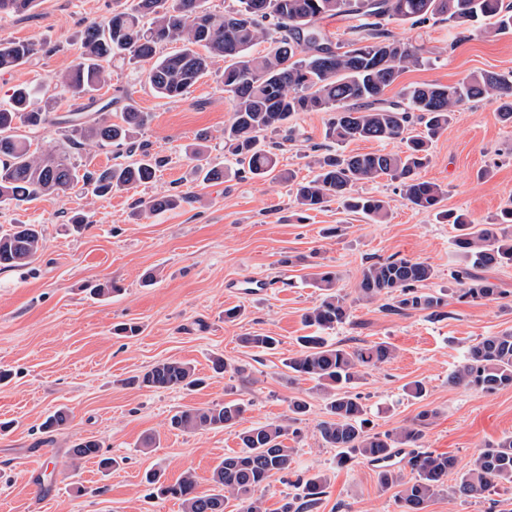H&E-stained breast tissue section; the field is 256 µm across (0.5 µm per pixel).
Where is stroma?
<instances>
[{
	"mask_svg": "<svg viewBox=\"0 0 512 512\" xmlns=\"http://www.w3.org/2000/svg\"><path fill=\"white\" fill-rule=\"evenodd\" d=\"M136 0H37L29 11L0 14V42L36 44L33 59L0 73V104L15 86L37 87L32 108L55 102L53 119L23 128L34 152L64 139L60 116L78 102L61 97L58 75L78 56L86 25L102 21L112 9ZM395 40L423 46L424 61L406 69L385 92L396 101L405 88L423 83L444 85L470 75L494 72L512 79V32L480 31L462 38L448 21L421 26L394 20ZM223 60H216L181 99L156 98L146 72L114 60L110 79L96 91L113 111L134 99L151 120L143 137L151 152L169 157L155 179L131 192L98 198L77 187L22 206L0 204V231L13 224H37L45 248L24 267L0 269V512H182L180 501L154 495L145 480L160 470L166 482L193 472L198 489L212 487V471L224 456L239 451L233 428L206 432L169 429L168 420L187 407L239 401L245 404L243 426L283 422L296 396L306 397L309 411L298 424L291 474H273L255 493L261 512H280L295 493L299 474H321L325 494L317 512H400L395 489L382 488L375 467L359 460L340 467L335 449L325 447L317 426L327 417L323 399L308 380L288 382L285 359L305 335L302 315L320 300L309 280L318 269L334 271L337 286L352 298L349 323L325 330L332 343L348 346L387 342L395 358L369 371L356 386L370 409L373 431L409 424L423 410L434 411L422 448L457 460L449 473L456 483L479 449L512 435V389L476 395L451 384L467 349L481 337L512 330V266L491 269L490 277L507 298L489 303L458 301L454 240L458 231L435 214L406 206L397 182L388 178L360 185V192L385 198L391 211L374 223L343 209L336 201L317 211L300 212L288 175L311 179L324 145L325 112H299L284 131L268 132L266 144L277 155L270 175H238L224 153V128L234 104L224 91ZM501 102L489 96L456 107L432 147L424 180L447 192L445 209L466 214L478 224L497 223L502 208L512 205V124L500 117ZM204 138L211 161L224 165V179L203 182L188 145ZM194 195L192 204L144 217L139 200L161 194ZM87 227L72 229L73 215ZM335 235H328V228ZM398 255L423 261L433 269L425 290H448V315L424 312L399 315L385 299L361 301L356 288L369 261ZM157 273L146 285L148 273ZM260 275L267 289L241 293L240 280ZM116 282L119 293L90 297L88 283ZM239 306L242 316L225 321L226 308ZM134 322L133 338L114 334V326ZM278 337L277 350L262 352L242 344L243 336ZM224 355L228 368L215 373L212 355ZM167 359L191 363L204 377L201 388L154 390L132 385L131 377ZM422 381L427 393L416 399L408 387ZM69 418L55 432L41 425L57 409ZM159 444L142 447L147 434ZM97 439L119 465L99 469L95 460L74 459L73 445ZM45 456L40 475L30 464ZM427 512H512V485L501 484L479 499L444 492Z\"/></svg>",
	"mask_w": 512,
	"mask_h": 512,
	"instance_id": "35a3bbf8",
	"label": "stroma"
}]
</instances>
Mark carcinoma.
<instances>
[{
  "mask_svg": "<svg viewBox=\"0 0 512 512\" xmlns=\"http://www.w3.org/2000/svg\"><path fill=\"white\" fill-rule=\"evenodd\" d=\"M239 8L213 13L205 0H136V4L99 23L88 25L82 34L81 52L58 79L62 93L73 98L88 97L63 120L67 124L66 147L37 154L22 135L13 133L14 124L38 127L47 122L48 112L29 109L32 89L13 90L10 104L0 107V204H20L42 195L63 193L77 184L103 197L114 191L132 190L156 177L166 160L153 156L139 134L150 116L132 104L114 122L109 113L112 102L98 109L91 93L108 78L106 64L115 56L136 63H148L147 78L162 99L186 95L208 71L216 58L224 59V91L234 100V112L224 127V148L234 158L238 172L265 177L275 171L277 155L259 143L264 132L280 131L296 112H328L325 139L341 145L353 141L398 138L404 149L398 153L339 154L329 151L318 160V172L307 181L295 183V201L306 211L321 209L330 199L342 202L352 213L374 221L388 215L389 202L355 191L360 182L388 177L399 182L401 198L419 211L440 208L446 191L425 181L419 171L430 161L433 141L445 130L454 108L466 101L496 96L501 100V118L512 123V79L495 73L474 74L460 83H425L410 88L400 101L384 104V93L400 74L423 61L421 47L390 38L386 21L398 19L416 25L443 17L459 27L481 19L495 30L512 29V9L502 0H238ZM339 16L366 19L359 34L346 42L331 41L323 21ZM180 41L183 47L160 54L166 42ZM270 42L266 54L256 56L251 48ZM204 48L200 53L195 47ZM37 53L26 41L0 43V70L28 63ZM424 126L418 135L405 136L412 122ZM112 145L140 160L117 164L101 171H81L72 155L88 143ZM189 154L199 161L197 170L206 182L224 179V168L206 161L207 149L191 144ZM191 197L166 194L148 202L149 213L174 210ZM460 231L455 246L460 265L454 272L461 285L458 298L468 302H492L503 298L504 290L485 276L493 266L512 264V238L499 224H475L466 214L442 211ZM44 248L37 224H13L0 232V268L27 265ZM433 269L408 258H378L366 265L357 291L364 298L387 296L401 313L428 311L446 317L448 296L423 289ZM315 287L322 291L318 305L303 315L305 326L315 332L298 337V350L288 358L291 380H314L326 401L328 419L318 426L324 445L337 450L336 465L353 460L372 462L395 448H418L434 412L423 410L411 423L391 431L369 429L367 406L351 391L368 369L379 368L393 358V347L384 342L366 346L332 344L318 331L345 324L352 306L336 288V273L314 274ZM242 342L261 351L274 350L280 341L270 335L245 336ZM148 389H192L202 384L194 369L179 360H163L135 378ZM451 382L477 394L512 388V331L485 336L469 346L464 362ZM306 399L289 403L288 424L266 423L241 430V450L224 459L212 473L213 489L197 491L194 476L186 472L175 483L161 481L158 470L146 473L148 484L158 495L181 501L183 512H224V492L243 502V512H259L254 492L274 473L291 469L292 449L285 437L298 434L294 424L308 412ZM245 408L240 403L188 407L169 420L172 429L199 432L237 425ZM76 459H99L103 469L116 463L101 456V445L85 439L73 445ZM412 477L403 469H383L378 482L384 488H398L402 512H426L428 503L450 489L460 498H480L500 483L512 484V437L482 448L454 487H448V473L456 459L449 455L414 452L406 461ZM322 475L297 477L300 490L283 505L281 512H312L324 494Z\"/></svg>",
  "mask_w": 512,
  "mask_h": 512,
  "instance_id": "cac0c4a2",
  "label": "carcinoma"
}]
</instances>
